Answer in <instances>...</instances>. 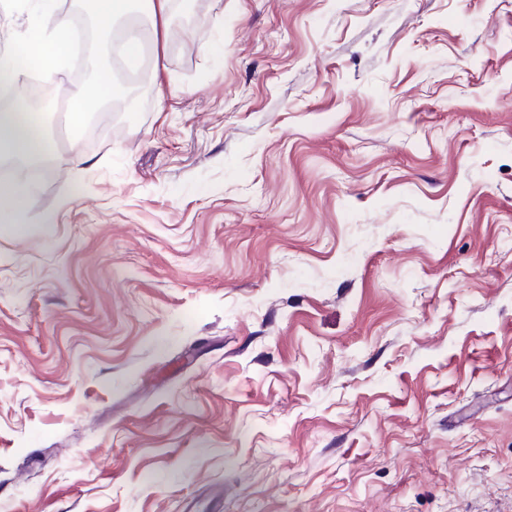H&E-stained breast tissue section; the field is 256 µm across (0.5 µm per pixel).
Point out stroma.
Wrapping results in <instances>:
<instances>
[{
	"mask_svg": "<svg viewBox=\"0 0 512 512\" xmlns=\"http://www.w3.org/2000/svg\"><path fill=\"white\" fill-rule=\"evenodd\" d=\"M138 27L137 108L46 112L0 230V512H512V0ZM33 185L21 173L7 183H1V199L7 198L10 205L0 208L1 228H8L16 238H25L30 233V225L24 212V202L33 191Z\"/></svg>",
	"mask_w": 512,
	"mask_h": 512,
	"instance_id": "35a3bbf8",
	"label": "stroma"
}]
</instances>
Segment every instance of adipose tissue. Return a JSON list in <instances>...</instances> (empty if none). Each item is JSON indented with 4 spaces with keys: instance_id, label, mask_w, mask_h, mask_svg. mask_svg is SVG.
I'll list each match as a JSON object with an SVG mask.
<instances>
[{
    "instance_id": "adipose-tissue-1",
    "label": "adipose tissue",
    "mask_w": 512,
    "mask_h": 512,
    "mask_svg": "<svg viewBox=\"0 0 512 512\" xmlns=\"http://www.w3.org/2000/svg\"><path fill=\"white\" fill-rule=\"evenodd\" d=\"M99 32L112 42L113 55L123 57L129 67H137L142 38L136 27H128L123 40L112 41L113 25L132 11L145 13L152 21H166L171 0H90ZM81 35L52 10V0H41L34 26L24 39L23 54L33 64L49 72L61 73L64 64ZM24 104L0 111V155L24 162L51 154L54 141L45 132L40 119L24 120ZM33 186L24 175H16L0 185V196L7 198L8 207L0 208V226L8 228L18 238L27 237L30 226L24 212V202Z\"/></svg>"
}]
</instances>
